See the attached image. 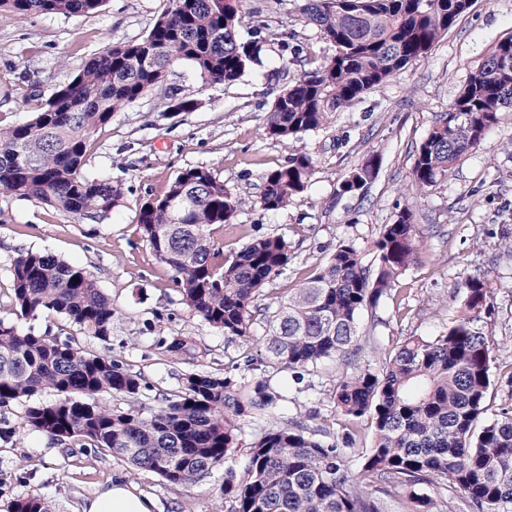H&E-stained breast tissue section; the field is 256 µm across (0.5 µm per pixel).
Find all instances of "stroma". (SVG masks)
Instances as JSON below:
<instances>
[{"label":"stroma","instance_id":"obj_1","mask_svg":"<svg viewBox=\"0 0 512 512\" xmlns=\"http://www.w3.org/2000/svg\"><path fill=\"white\" fill-rule=\"evenodd\" d=\"M302 4L240 0L242 38H252L254 25L265 27L260 65L232 84L205 85L189 64H176L160 90L114 113L93 134L85 171L120 187L122 198L111 212L78 220L0 192V320L12 319L13 259L27 250L54 253L93 274L111 299L112 357L145 376L151 385L145 403L176 392L192 367L230 372L245 383L266 376L284 395L281 418L306 415L311 428L326 430L328 440L343 436L329 400L335 361L321 363L300 382L291 372L265 368L257 349L190 312L172 271L141 240V205L159 196L182 169L203 166L236 201V216L224 227L225 249L259 235L288 241L292 261L286 274L268 284L272 297L300 287L343 240L356 245L365 264L375 263L381 225L393 223L402 209L411 211L416 259L399 277L395 296L360 320L361 334L375 336L378 345L408 336L433 339L459 316L466 278L491 272V308L480 321L494 342L489 413L512 410V111L500 112L483 146L448 178L421 194L410 189L417 147L491 47L512 35V0H473L424 59L355 100L323 130L282 141L267 130L275 96L335 52L304 22ZM165 6L166 0H107L97 13L71 16H21L0 7V125L29 121L89 58L146 36ZM192 90L198 108L172 111L173 99ZM301 150L316 165L308 189L284 210L263 211L259 192L266 173ZM372 156L379 160L374 179L363 190L339 194L340 182ZM162 335L192 339L198 350L194 364L161 353L155 342ZM118 477L152 497L156 512H232L231 501L219 493L220 467L181 487L36 432L16 444L0 442V512L27 495L46 498L55 512H82L86 499Z\"/></svg>","mask_w":512,"mask_h":512}]
</instances>
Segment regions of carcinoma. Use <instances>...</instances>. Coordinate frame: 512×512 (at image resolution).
<instances>
[{
    "label": "carcinoma",
    "instance_id": "carcinoma-1",
    "mask_svg": "<svg viewBox=\"0 0 512 512\" xmlns=\"http://www.w3.org/2000/svg\"><path fill=\"white\" fill-rule=\"evenodd\" d=\"M104 3L0 0V7L23 16H68L96 13ZM469 7L470 0H305L304 22L336 53L275 97L269 134L288 141L325 128L333 114L423 59ZM242 25L238 0H168L146 36L106 47L30 121L0 128V191L80 219L112 211L121 188L84 171L90 134L162 84L175 63L191 65L206 85L238 80L261 63L262 50L260 29L245 41ZM157 44L166 46L165 54L151 52ZM504 109H512V36L490 49L418 147L411 189L434 186L480 148ZM375 160L356 167L338 193L363 189ZM314 172L312 156L301 151L269 171L262 210L293 204ZM236 210L224 182L205 167L180 171L140 207L141 238L173 271L183 303L209 326L259 347L270 367L299 374L326 360L358 357L361 315L391 295L415 259L411 212L380 229L377 268L364 265L354 243L342 241L301 287L263 306L264 286L285 273L292 254L279 235L253 237L224 254L215 233L232 223ZM11 279L16 319L61 315L105 351L88 352L71 335L21 332L0 319V406L26 401L20 422L0 427V441L39 432L182 487L223 465L221 495L234 502V512H381L370 488L384 496L407 492L409 512H453L459 493L469 512H512V416L487 417L493 341L478 327L489 306L488 271L466 279L462 314L442 334L409 336L381 349L377 366L336 378L329 398L344 419L343 448L316 438L300 418L278 421L280 396L263 379L243 387L227 373L191 371L179 391L143 403L150 385L108 351L115 310L91 273L31 250L13 260ZM259 315L266 328L256 336ZM156 346L175 361L196 358L184 338L162 336ZM42 392L55 399H34ZM108 394L124 396L128 407L104 403ZM248 418H268L270 425L241 448L238 435ZM363 421L373 442L355 471L347 448ZM239 452L245 463L238 472ZM423 485L435 496L419 493ZM8 512L52 508L28 495L14 499Z\"/></svg>",
    "mask_w": 512,
    "mask_h": 512
}]
</instances>
